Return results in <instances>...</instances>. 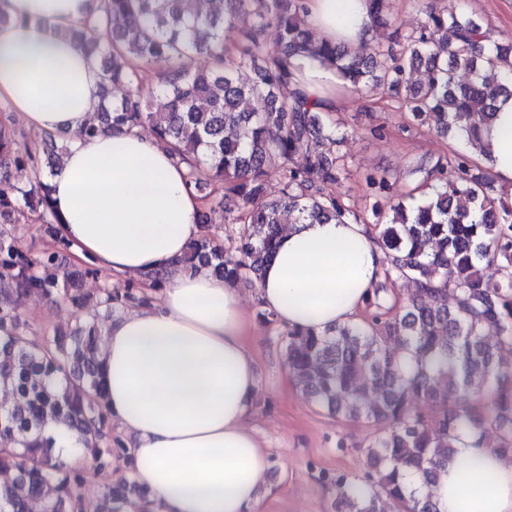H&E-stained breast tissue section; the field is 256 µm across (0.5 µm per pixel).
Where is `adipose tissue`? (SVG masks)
<instances>
[{"instance_id":"ef3b65f1","label":"adipose tissue","mask_w":512,"mask_h":512,"mask_svg":"<svg viewBox=\"0 0 512 512\" xmlns=\"http://www.w3.org/2000/svg\"><path fill=\"white\" fill-rule=\"evenodd\" d=\"M97 0H0V102L40 134L71 146L52 182L61 240L113 273L165 286L157 302L114 318L105 333V409L133 438L129 478L145 499L121 512H258L270 467L248 419L258 399L249 318L237 288L180 258L199 234L201 198L186 168L148 135L82 130L98 108L103 75L72 35ZM318 39L371 42L367 0H306ZM319 111L347 104L331 71L299 65L292 82ZM476 155L512 185V97L499 98ZM385 256L366 225H289L258 285L280 325L323 332L356 321ZM431 492L439 512H512V461L461 441Z\"/></svg>"}]
</instances>
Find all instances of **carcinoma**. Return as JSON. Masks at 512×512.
<instances>
[{"instance_id": "cac0c4a2", "label": "carcinoma", "mask_w": 512, "mask_h": 512, "mask_svg": "<svg viewBox=\"0 0 512 512\" xmlns=\"http://www.w3.org/2000/svg\"><path fill=\"white\" fill-rule=\"evenodd\" d=\"M376 27L393 30L394 45L364 47L316 42L305 24V0H224L207 12L201 0H98L93 23L74 31L104 71L103 102L83 135L115 127L149 128L187 165V185L238 198L233 237L239 258L207 237L181 260L185 271L208 270L233 282L257 284L272 260L282 225L357 220L354 211L323 192L344 169V159L324 150L336 143L326 114L288 89L292 61L315 59L336 70L343 86L375 90L396 100L413 120L442 134L475 141L500 96L512 97V77L498 78L512 61V43L486 45L473 17L427 6L422 26L401 31L392 0H369ZM275 28L280 47L267 49ZM159 70L166 108L144 100L140 71ZM251 69L256 79L240 80ZM471 79L461 83L457 70ZM413 70L423 72L418 84ZM282 159L279 194L270 193L267 162ZM38 168L36 152L0 128V161ZM417 185L389 197L386 174L369 175L372 194L388 198L391 218L377 238L386 280L408 279L415 294L388 315L379 297L352 324L322 334L288 332L285 354L307 398L328 414L375 427L366 449L367 473L336 477L348 512H438L406 481L426 483L447 465L462 436L478 446L496 430L497 449L512 454V366L499 351L512 349V204L490 194L488 174L462 154L417 168ZM49 180L35 174L20 185L0 174V222L14 224L25 210L46 224L59 219ZM496 267L488 280L483 271ZM451 277L431 287L434 276ZM67 277L48 255L30 260L0 229V512H111L123 496L109 489L96 500L84 489L96 471L120 460L112 447L100 377L101 319L93 314L69 334L31 343L11 305L15 295L65 297ZM454 306L448 307V300ZM494 329L496 336L489 337ZM425 408L417 411L413 404ZM67 422L82 438L86 466L74 468L53 453L42 427Z\"/></svg>"}]
</instances>
